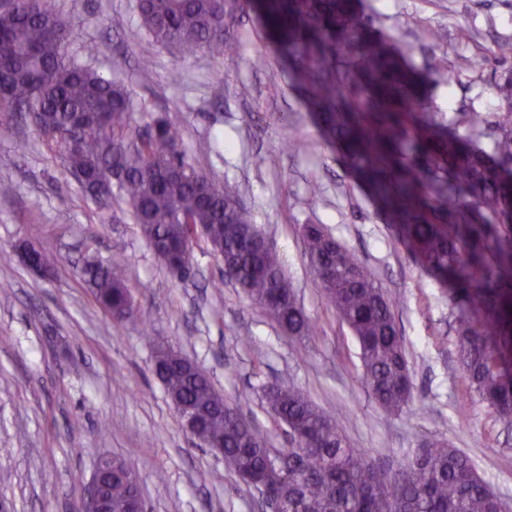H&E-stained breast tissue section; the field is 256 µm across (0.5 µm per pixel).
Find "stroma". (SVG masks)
<instances>
[{"instance_id":"stroma-1","label":"stroma","mask_w":512,"mask_h":512,"mask_svg":"<svg viewBox=\"0 0 512 512\" xmlns=\"http://www.w3.org/2000/svg\"><path fill=\"white\" fill-rule=\"evenodd\" d=\"M79 36L81 64L122 80L183 132L182 150L214 181L238 186L253 224L285 261L317 329L291 336L224 278L205 247L189 278H172L122 200L97 209L27 117H0V505L6 512H73L100 455H123L148 512H257L256 494L221 456L197 447L154 371L157 345L200 365L215 389L267 434L288 439L262 388L290 381L336 414L352 447L393 470L437 440L474 462L512 503V425L455 368V308L401 244L367 189L322 138L304 90L269 49L254 10L238 7L233 49L184 58L141 28L137 0H51ZM375 27L424 68L448 59L451 84L434 101L460 135L461 110L499 111L484 59L512 41V0H363ZM475 31L461 41L459 29ZM153 63L143 67V55ZM302 140L301 151L288 142ZM319 224L376 275L395 302L413 383L401 412L362 384L355 339L326 299L303 254L301 229ZM57 258L46 273L21 260L26 243ZM123 256L135 318L119 323L94 301L84 259Z\"/></svg>"}]
</instances>
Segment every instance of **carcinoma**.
I'll use <instances>...</instances> for the list:
<instances>
[{"label": "carcinoma", "instance_id": "cac0c4a2", "mask_svg": "<svg viewBox=\"0 0 512 512\" xmlns=\"http://www.w3.org/2000/svg\"><path fill=\"white\" fill-rule=\"evenodd\" d=\"M239 0H138L140 26L182 56L229 53ZM265 38L306 91L316 125L395 225L398 240L458 300L455 360L470 387L500 418L512 419V41L492 51L491 87L505 111L462 113L461 137L437 112L429 88L449 81L448 59L420 71L408 51L377 32L360 0H261ZM76 28L49 0H12L0 11V112L44 113L38 129L65 172L100 208L122 197L167 270L193 266L202 243L224 278L279 327L309 336L315 325L297 301L282 261L252 224L235 186L214 182L179 149L181 131L148 116L123 81L69 57ZM490 128L492 153L477 140ZM310 270L355 336L362 380L385 410L409 405L412 382L393 301L373 272L318 224L303 226ZM49 271L55 258L28 244ZM121 258L90 260L82 276L95 301L122 322L134 316ZM155 372L172 401L194 410L202 440L221 439L237 480L256 481L287 512H495L496 493L469 457L437 441L382 474L350 446L334 417L294 383L263 388L270 413L293 448L270 446L238 406L214 414L208 374L160 347ZM107 491L123 510L132 486L114 476Z\"/></svg>", "mask_w": 512, "mask_h": 512}]
</instances>
